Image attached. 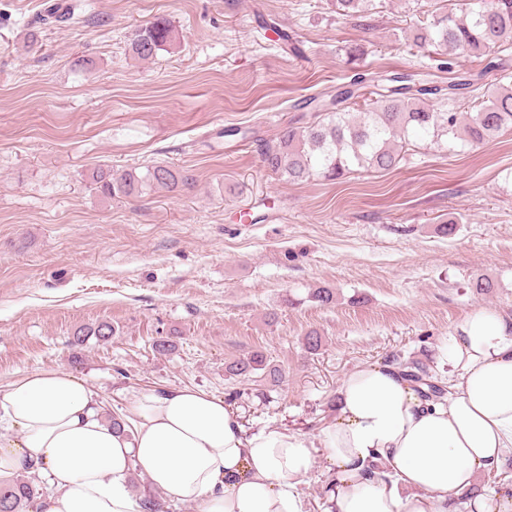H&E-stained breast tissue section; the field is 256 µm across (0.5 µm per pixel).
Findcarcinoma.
<instances>
[{"label": "carcinoma", "mask_w": 512, "mask_h": 512, "mask_svg": "<svg viewBox=\"0 0 512 512\" xmlns=\"http://www.w3.org/2000/svg\"><path fill=\"white\" fill-rule=\"evenodd\" d=\"M336 13L364 18L374 8V0H332ZM172 39L171 24L159 18L134 30L130 38L133 55L149 60ZM414 46L430 47L452 54L446 69L451 70L460 58L484 56L491 51L512 45V0H479L477 7H467L462 14L450 10L433 21L424 23L414 36ZM380 81L398 83V87L378 92V97L363 103L364 110L354 116L341 103L357 97L361 81L325 101L316 97L315 111L322 119L299 130L288 127L276 140L262 148V160L273 172L290 181H303L318 176L336 180L352 167L388 170L402 158V152L412 141L428 139L440 144L461 141L465 146H477L512 128V83L497 85L477 112L462 117L456 111V87L462 82L450 80L448 87H428L411 74L383 75ZM427 94L442 96L448 103L445 112H432L422 105ZM94 190L104 198L140 196L148 190L169 191L188 189L194 175L187 169L167 165H147L114 169L99 167L88 175ZM114 333L108 322L79 330L73 343L81 344L93 336L107 342ZM259 370L267 371L270 380L282 379L280 370L267 361L261 351L253 352L226 366V372L246 379ZM402 374L419 387L426 401H439L448 394L446 386L426 365L418 361L402 364ZM43 488L29 475H21L7 486H0V512H36Z\"/></svg>", "instance_id": "carcinoma-1"}]
</instances>
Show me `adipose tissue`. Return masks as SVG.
<instances>
[{
	"instance_id": "obj_1",
	"label": "adipose tissue",
	"mask_w": 512,
	"mask_h": 512,
	"mask_svg": "<svg viewBox=\"0 0 512 512\" xmlns=\"http://www.w3.org/2000/svg\"><path fill=\"white\" fill-rule=\"evenodd\" d=\"M436 363L448 376L438 403L398 368L356 367L314 440L246 430L200 388L131 395L119 430L86 381L38 370L0 389V481L26 471L49 484L43 512H139L135 469L161 498L201 512H308L301 484L321 450L336 470V512H451L512 447V324L471 311Z\"/></svg>"
}]
</instances>
